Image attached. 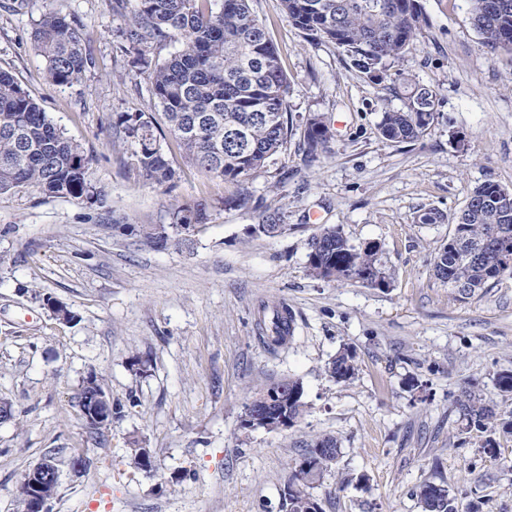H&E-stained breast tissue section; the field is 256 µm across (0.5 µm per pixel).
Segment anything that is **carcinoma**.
Here are the masks:
<instances>
[{
    "mask_svg": "<svg viewBox=\"0 0 512 512\" xmlns=\"http://www.w3.org/2000/svg\"><path fill=\"white\" fill-rule=\"evenodd\" d=\"M114 0L118 12L129 10L118 31L132 65L148 72L164 124L150 114L112 115L118 138L134 147L139 176L153 185L178 178L163 147L172 137L183 156L207 177L242 184L263 171L282 152L292 133L288 116L290 85L265 25L252 13L249 0H222L214 12L209 0ZM288 20L314 39L334 44L353 64L382 80L422 36L429 19L419 0H281ZM471 21L482 42L493 51L512 52V0H469ZM45 60L48 78L58 85L82 79L91 64L74 19L60 12L44 15L33 32ZM181 39L186 48L153 63L155 46ZM404 108L382 113L381 138L391 143L422 140L435 120L438 91L433 85L406 86ZM334 137L330 119L312 115L306 122L307 155L327 151ZM91 159L66 137L39 104L8 72L0 71V194L20 188L77 201L100 193L90 176ZM179 225L203 224V204L173 213ZM452 233L433 259L435 277L464 300L491 282L512 276V189L485 181L467 193L453 215ZM143 237L165 249L171 237L146 228ZM310 274L327 282H365L387 287L379 246L357 247L336 226L322 228L308 243ZM264 342L275 353L294 338L295 319L285 303L261 319ZM327 371L346 382L358 371L355 352L339 351ZM288 389V427L303 415V387L282 378L271 386ZM459 419L479 432L498 426L512 435V416L498 418L495 409L468 389L455 401ZM313 482L295 474L288 483V512H303ZM424 512H459L448 487L428 482L420 488Z\"/></svg>",
    "mask_w": 512,
    "mask_h": 512,
    "instance_id": "obj_1",
    "label": "carcinoma"
}]
</instances>
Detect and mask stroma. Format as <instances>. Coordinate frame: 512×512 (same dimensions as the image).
<instances>
[{"label": "stroma", "instance_id": "stroma-1", "mask_svg": "<svg viewBox=\"0 0 512 512\" xmlns=\"http://www.w3.org/2000/svg\"><path fill=\"white\" fill-rule=\"evenodd\" d=\"M420 3L428 27L378 81L294 27L280 0H250L290 83L293 131L243 186L252 201L240 209L224 200L243 187L204 176L172 140L178 180L137 177L112 116L161 109L117 36L124 17L112 0H0V70L82 146L105 194L96 203L33 188L0 194V398L15 414L0 424V512H21L25 473L57 448L50 512H287L285 487L323 436L340 454L311 491L321 512H423L427 482L479 512H512V435L496 433L497 455L484 454V434L454 409L470 388L498 414L512 412L496 383L512 371V277L455 300L431 265L452 226L416 221L428 208L454 215L484 181L512 189V55L482 44L468 0ZM54 11L75 18L93 57L71 85L48 79L33 40ZM407 78L436 87V118L421 141L388 143L377 125L404 107ZM313 113L336 135L312 161L303 134ZM199 202L207 222L181 230L174 209ZM272 212L283 229L268 236L257 226ZM148 225L179 245H147ZM327 226L354 245L377 243L388 287L310 276L308 242ZM278 301L296 329L273 354L257 320ZM56 303L72 321L56 316ZM346 348L358 372L344 383L327 365ZM92 373L112 398L102 445L77 403ZM288 376L302 384V418L243 429L251 390ZM136 448L151 468L132 464Z\"/></svg>", "mask_w": 512, "mask_h": 512}]
</instances>
